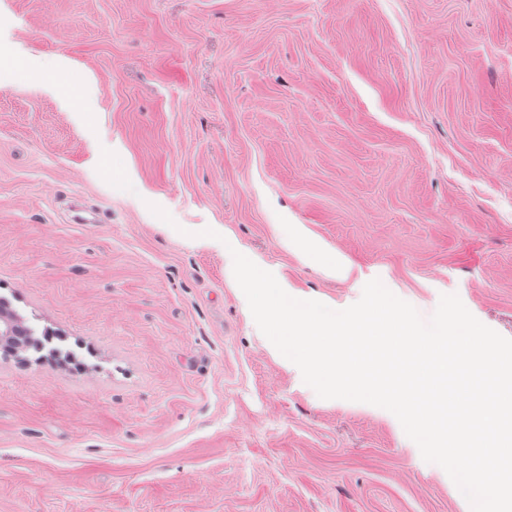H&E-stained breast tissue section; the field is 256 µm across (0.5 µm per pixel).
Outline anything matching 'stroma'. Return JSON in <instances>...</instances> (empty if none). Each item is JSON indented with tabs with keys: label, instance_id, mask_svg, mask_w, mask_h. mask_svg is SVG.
Masks as SVG:
<instances>
[{
	"label": "stroma",
	"instance_id": "stroma-1",
	"mask_svg": "<svg viewBox=\"0 0 512 512\" xmlns=\"http://www.w3.org/2000/svg\"><path fill=\"white\" fill-rule=\"evenodd\" d=\"M236 251L512 339V0H0V296L90 366L0 351V512H471Z\"/></svg>",
	"mask_w": 512,
	"mask_h": 512
}]
</instances>
